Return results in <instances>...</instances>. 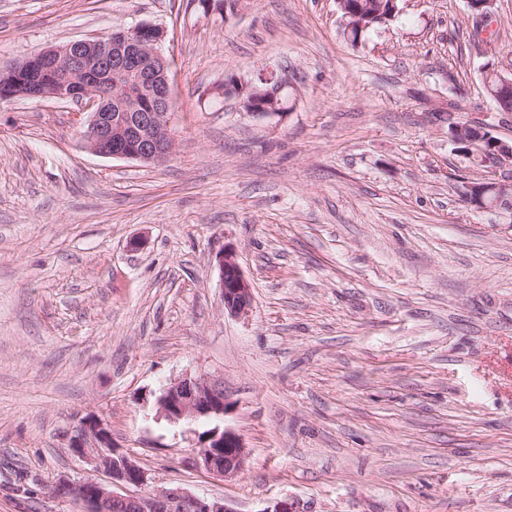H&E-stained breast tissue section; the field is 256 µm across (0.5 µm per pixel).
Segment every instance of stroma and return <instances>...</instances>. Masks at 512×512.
<instances>
[{"label": "stroma", "instance_id": "obj_1", "mask_svg": "<svg viewBox=\"0 0 512 512\" xmlns=\"http://www.w3.org/2000/svg\"><path fill=\"white\" fill-rule=\"evenodd\" d=\"M400 7L354 44L336 0H0V71L149 21L175 99L156 165L91 154L75 102H0V512H82L51 488L103 479L69 446L88 417L234 512H512V227L466 202L481 171L433 118L512 139L480 74L512 69V0L480 35L467 0ZM264 69L286 117L210 93ZM186 374L224 386L232 477L190 464L210 421L156 415ZM216 258L224 311L235 317L247 315L252 306L251 286L241 270L235 250L224 247Z\"/></svg>", "mask_w": 512, "mask_h": 512}]
</instances>
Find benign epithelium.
<instances>
[{
  "instance_id": "1",
  "label": "benign epithelium",
  "mask_w": 512,
  "mask_h": 512,
  "mask_svg": "<svg viewBox=\"0 0 512 512\" xmlns=\"http://www.w3.org/2000/svg\"><path fill=\"white\" fill-rule=\"evenodd\" d=\"M495 2L468 0L477 22L489 26L495 20ZM165 38L164 28L141 22L95 40L76 39L27 55L3 73L5 81L21 90L0 99L75 101L81 107L78 116L86 117L83 138L91 153L162 163L174 147L170 62L159 50ZM114 72L133 75L125 96L117 99L115 113L104 93ZM286 88L287 78L269 72L260 75L257 83L236 78L224 81V96L237 99L251 115L281 118L288 114L282 99ZM442 117L450 118V139L466 146L460 154L469 161L482 158V178L464 182L467 203L479 210H494L504 223L512 224V179L504 175L512 169V140L495 136L491 126L480 120L469 122L476 135L467 136L455 116L444 113ZM217 266L224 311L235 317L247 315L252 306L251 286L235 250L220 252ZM155 404L162 417L176 424L200 417L222 419L228 402L220 381L185 375L165 386ZM69 447L109 478L107 482L88 478L75 484L63 479L53 486V496L76 497L85 504L84 512H235L222 498L198 497L180 486L140 493L152 478L133 457L117 450L105 419L82 420L70 437ZM244 461L245 447L236 433L217 424L197 434L192 457L195 470L224 478L242 470Z\"/></svg>"
}]
</instances>
